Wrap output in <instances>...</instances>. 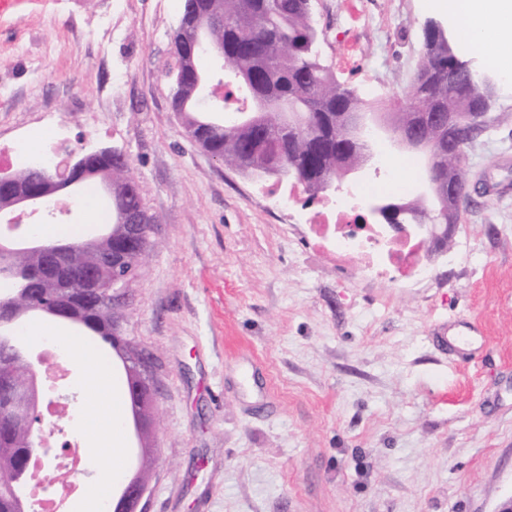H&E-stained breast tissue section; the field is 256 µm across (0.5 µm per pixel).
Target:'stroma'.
<instances>
[{
  "mask_svg": "<svg viewBox=\"0 0 512 512\" xmlns=\"http://www.w3.org/2000/svg\"><path fill=\"white\" fill-rule=\"evenodd\" d=\"M322 62L391 116L431 0H312ZM183 0H15L0 14V153L58 136L67 162L115 148L155 217L123 331L153 362L146 512H498L512 498V83L469 148L470 198L426 279H346L293 214L337 192L260 181L185 135L170 102ZM364 184L416 196L420 152L376 148ZM40 380L98 480L74 359Z\"/></svg>",
  "mask_w": 512,
  "mask_h": 512,
  "instance_id": "stroma-1",
  "label": "stroma"
}]
</instances>
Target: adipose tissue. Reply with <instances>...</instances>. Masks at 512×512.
<instances>
[{"label": "adipose tissue", "mask_w": 512, "mask_h": 512, "mask_svg": "<svg viewBox=\"0 0 512 512\" xmlns=\"http://www.w3.org/2000/svg\"><path fill=\"white\" fill-rule=\"evenodd\" d=\"M444 8L465 47L482 46L490 67L501 73L512 71V41L504 38L512 31V0H446ZM27 334L36 341L56 338L87 369L84 383L89 397L84 420L87 429L97 435L94 459L102 479L90 489L79 512H101L112 482L120 479L124 468L121 394L111 381L106 361L79 339L40 323L30 324Z\"/></svg>", "instance_id": "1"}]
</instances>
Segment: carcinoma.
<instances>
[{
  "mask_svg": "<svg viewBox=\"0 0 512 512\" xmlns=\"http://www.w3.org/2000/svg\"><path fill=\"white\" fill-rule=\"evenodd\" d=\"M187 26L177 30L173 45L191 44L196 30L200 40L193 56L181 58L171 93L172 109L182 119L188 138L204 151L242 173L293 180L316 196L325 184L349 167L363 163L369 146L341 130L346 112H363L367 103L356 90L337 81L322 64L320 34L312 17L311 0H184ZM421 66L406 95L408 106L395 113V124L413 131L418 113L427 108L456 112L475 102L478 83L448 82V74L458 68V54L442 42L440 34L424 24ZM224 49L223 73L214 76L224 83V103L219 111L200 104L206 58H214L216 48ZM112 150V182L134 178L128 161ZM388 224L438 225L437 240H448V217L440 215L433 199L424 197L393 201ZM145 210L142 187L111 202L104 230L111 237L92 245L72 249L66 265L50 268L52 257L21 248L0 253V282L10 288L0 294L3 314L13 316L28 310L27 318L0 322V413L16 400L17 383L29 374L27 360L14 355L27 319L41 316V304L57 302L81 293L78 273L94 268L98 279L112 281L109 257L118 253L125 239L122 219L129 212ZM152 226L142 230L136 248L124 256V273L137 277L148 253ZM82 322L79 332L98 349L115 351L122 361L139 354L123 336V313L112 299H92L73 309ZM131 392V413H154L153 405L137 393L140 379L126 371ZM31 448V425L16 422L0 431V468ZM21 493L0 492V512H22Z\"/></svg>",
  "mask_w": 512,
  "mask_h": 512,
  "instance_id": "cac0c4a2",
  "label": "carcinoma"
}]
</instances>
